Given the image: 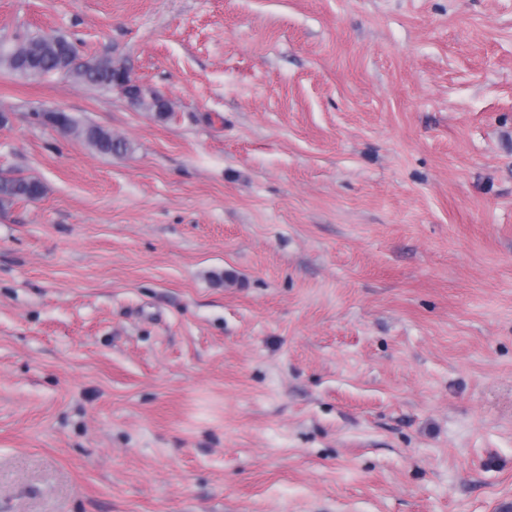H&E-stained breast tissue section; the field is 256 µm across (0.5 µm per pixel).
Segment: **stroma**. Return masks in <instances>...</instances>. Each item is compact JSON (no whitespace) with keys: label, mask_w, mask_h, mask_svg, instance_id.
<instances>
[{"label":"stroma","mask_w":512,"mask_h":512,"mask_svg":"<svg viewBox=\"0 0 512 512\" xmlns=\"http://www.w3.org/2000/svg\"><path fill=\"white\" fill-rule=\"evenodd\" d=\"M24 31L173 114L0 72L44 186L0 205V512H512V0H0ZM36 114L44 124L57 130L62 129L65 134H74L76 137L82 138L99 153L124 154L130 149V145L124 139L112 135L110 131L99 126L79 127L66 112L39 110L36 111Z\"/></svg>","instance_id":"35a3bbf8"}]
</instances>
